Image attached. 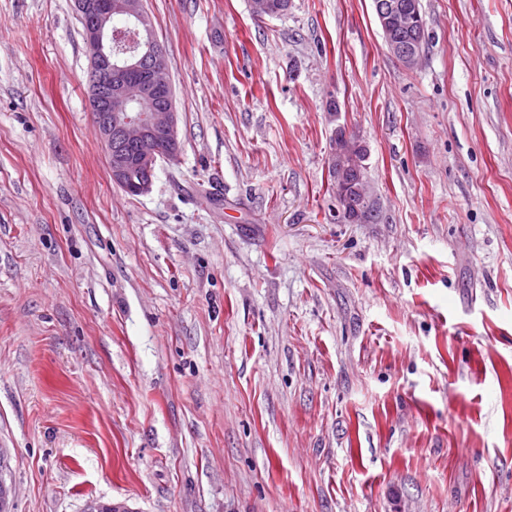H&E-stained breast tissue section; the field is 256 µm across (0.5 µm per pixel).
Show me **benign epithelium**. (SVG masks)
<instances>
[{
  "label": "benign epithelium",
  "instance_id": "1",
  "mask_svg": "<svg viewBox=\"0 0 512 512\" xmlns=\"http://www.w3.org/2000/svg\"><path fill=\"white\" fill-rule=\"evenodd\" d=\"M75 7L83 19L89 57L88 104L95 112L94 123L112 182L129 195H143L150 190L157 163L173 160L180 153L167 57L155 50L134 61L112 59V14H122L140 30L152 33L145 0H75ZM376 13L390 52L405 66H413L420 49L398 47L394 32L413 27L418 11L400 3L378 2ZM135 103L147 106L148 111H131ZM332 170L336 193L348 197L343 157H333ZM14 496L13 485L0 478V512H12Z\"/></svg>",
  "mask_w": 512,
  "mask_h": 512
}]
</instances>
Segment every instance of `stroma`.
<instances>
[{
  "label": "stroma",
  "instance_id": "1",
  "mask_svg": "<svg viewBox=\"0 0 512 512\" xmlns=\"http://www.w3.org/2000/svg\"><path fill=\"white\" fill-rule=\"evenodd\" d=\"M421 4L409 69L373 0H146L181 154L133 197L73 0H0L13 512H512V0Z\"/></svg>",
  "mask_w": 512,
  "mask_h": 512
}]
</instances>
